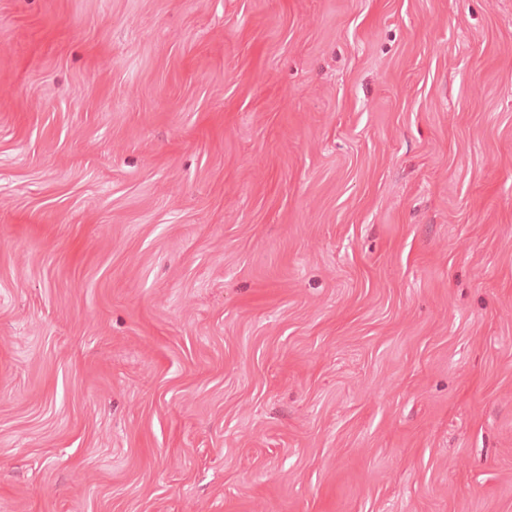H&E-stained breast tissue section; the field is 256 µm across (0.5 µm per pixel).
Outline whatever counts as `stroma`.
<instances>
[{"label":"stroma","mask_w":512,"mask_h":512,"mask_svg":"<svg viewBox=\"0 0 512 512\" xmlns=\"http://www.w3.org/2000/svg\"><path fill=\"white\" fill-rule=\"evenodd\" d=\"M0 512H512V0H0Z\"/></svg>","instance_id":"35a3bbf8"}]
</instances>
